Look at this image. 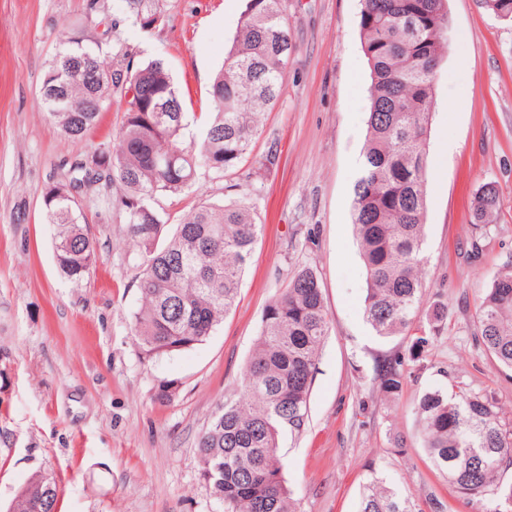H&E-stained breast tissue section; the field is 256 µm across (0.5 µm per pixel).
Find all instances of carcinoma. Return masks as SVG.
<instances>
[{"instance_id": "1", "label": "carcinoma", "mask_w": 512, "mask_h": 512, "mask_svg": "<svg viewBox=\"0 0 512 512\" xmlns=\"http://www.w3.org/2000/svg\"><path fill=\"white\" fill-rule=\"evenodd\" d=\"M512 23V0H480ZM133 25L150 34L162 14L150 0H125ZM360 37L370 69V111L359 176L352 187L351 224L367 277L364 314L381 338L409 341L377 374L379 391L394 402L444 329V308L420 320L426 294L425 214L427 139L437 69L448 54V0H361ZM288 0H246L233 46L209 90L212 112L199 140L187 142V113L164 63H110L70 37L50 62L42 87L54 85L75 112L42 107L60 135L77 139L97 123L117 93L126 104L118 143L74 160L43 194L54 229L61 274L82 280L96 261L93 241L79 224L75 194L105 181L122 193L129 243L141 259L140 306L133 331L146 358L171 355L203 342L228 315L257 244L261 225L252 194L223 203L204 200L171 236L154 206L160 196L190 189L200 171L217 178L249 157L264 112L279 99L287 74ZM172 108L157 112L158 103ZM499 191L491 182L473 192L472 223H497ZM475 339L512 374V262L503 265L475 307ZM329 333L320 281L299 267L286 278L262 315V330L235 399L213 413L197 442L202 475L224 512H298L278 454L284 433L303 429L316 364ZM427 455L467 500L487 498L486 512H512V430L493 399L454 386L424 392L415 408ZM33 477L17 497L16 512H46L47 484ZM358 512H414L402 491L377 475L364 485Z\"/></svg>"}]
</instances>
